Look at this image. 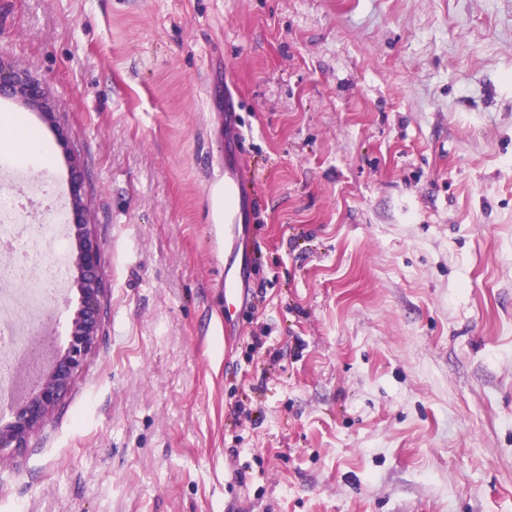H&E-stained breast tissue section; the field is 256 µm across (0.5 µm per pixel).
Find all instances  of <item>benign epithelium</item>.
Returning <instances> with one entry per match:
<instances>
[{"instance_id": "1", "label": "benign epithelium", "mask_w": 512, "mask_h": 512, "mask_svg": "<svg viewBox=\"0 0 512 512\" xmlns=\"http://www.w3.org/2000/svg\"><path fill=\"white\" fill-rule=\"evenodd\" d=\"M0 95L19 100L27 108L41 113L46 123L56 125L55 104L42 85L11 61L0 57ZM71 207L67 214L72 247L61 268L48 267L43 273L46 289L54 287L59 276L72 279L78 294V307L68 328V343L55 364L38 373L25 404L0 418V454L24 447L28 437L50 416L68 393L73 379L97 347L100 323L99 301L103 283L99 274L100 247L88 224L81 194V174L71 161Z\"/></svg>"}]
</instances>
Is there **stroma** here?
I'll list each match as a JSON object with an SVG mask.
<instances>
[{
	"label": "stroma",
	"instance_id": "35a3bbf8",
	"mask_svg": "<svg viewBox=\"0 0 512 512\" xmlns=\"http://www.w3.org/2000/svg\"><path fill=\"white\" fill-rule=\"evenodd\" d=\"M0 57L104 288L0 512H512V0H0ZM0 95L18 99L27 108L41 112L46 123L56 125L55 104L42 85L1 57ZM246 193L234 172L224 173V182H214L209 189V199L212 207L218 215L224 217V246L226 244V232L233 224H238L240 219V206L246 200ZM242 289V284L228 274L224 276V324L225 326L231 325L233 321V307L234 302L239 298Z\"/></svg>",
	"mask_w": 512,
	"mask_h": 512
}]
</instances>
